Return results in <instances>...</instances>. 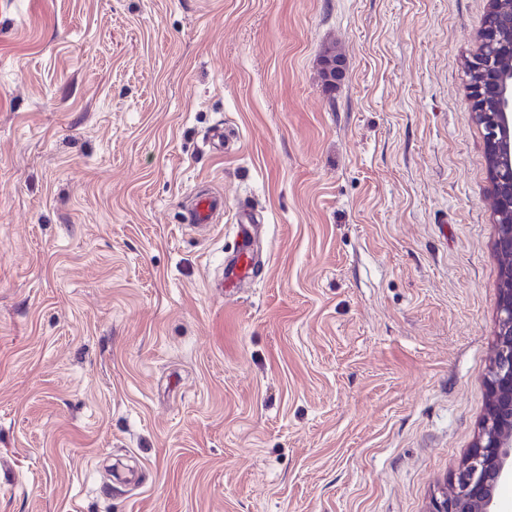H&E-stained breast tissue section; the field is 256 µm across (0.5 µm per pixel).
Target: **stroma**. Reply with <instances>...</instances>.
<instances>
[{"label":"stroma","instance_id":"obj_1","mask_svg":"<svg viewBox=\"0 0 512 512\" xmlns=\"http://www.w3.org/2000/svg\"><path fill=\"white\" fill-rule=\"evenodd\" d=\"M489 10L0 0V512H428L488 409ZM240 222L237 228L238 246L233 257L224 265L221 280L220 288H225L226 293L233 292L239 283L250 280L256 271L253 244L259 227L246 209Z\"/></svg>","mask_w":512,"mask_h":512}]
</instances>
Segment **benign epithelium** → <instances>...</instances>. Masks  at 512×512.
<instances>
[{"instance_id":"benign-epithelium-1","label":"benign epithelium","mask_w":512,"mask_h":512,"mask_svg":"<svg viewBox=\"0 0 512 512\" xmlns=\"http://www.w3.org/2000/svg\"><path fill=\"white\" fill-rule=\"evenodd\" d=\"M480 107L470 117L485 130L488 157L505 155L508 174H492L498 207L495 249L512 257V69L492 72L473 87ZM488 412L452 481V492L432 499L429 512H494L499 485L512 478V264L504 263L497 329L487 374Z\"/></svg>"}]
</instances>
